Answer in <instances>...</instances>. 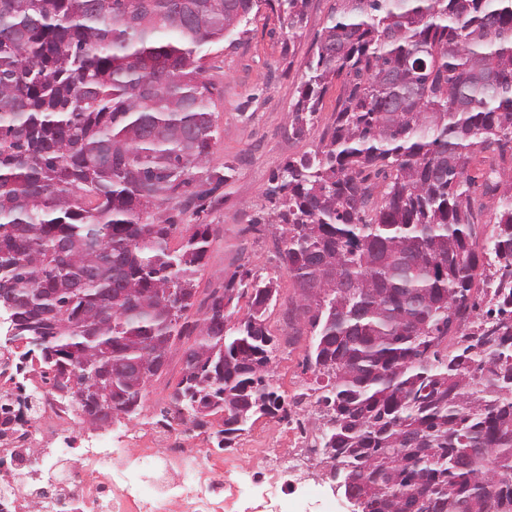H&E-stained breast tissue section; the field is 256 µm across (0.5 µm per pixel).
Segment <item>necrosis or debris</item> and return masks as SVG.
<instances>
[{"label":"necrosis or debris","instance_id":"1","mask_svg":"<svg viewBox=\"0 0 512 512\" xmlns=\"http://www.w3.org/2000/svg\"><path fill=\"white\" fill-rule=\"evenodd\" d=\"M38 376L19 377L0 355V512H28L32 502L43 512H68L77 500L90 512H222L224 472L202 471V451L188 447L176 407L155 421L156 447L87 445L79 467L45 446L82 424L79 408Z\"/></svg>","mask_w":512,"mask_h":512}]
</instances>
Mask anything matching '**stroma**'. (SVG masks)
I'll return each mask as SVG.
<instances>
[{
  "mask_svg": "<svg viewBox=\"0 0 512 512\" xmlns=\"http://www.w3.org/2000/svg\"><path fill=\"white\" fill-rule=\"evenodd\" d=\"M334 0H308L298 33L270 9L245 27L234 43L212 46L206 58L204 79L212 92L211 110L217 128L212 142L210 169L229 170V180L211 188L209 169L194 170L185 195L173 202L167 215L175 229L171 247H178L193 224L212 225L214 233L197 275L195 303L185 313L187 321L201 318L204 300L212 291L223 290L233 273L250 271L276 280L279 299L266 313V324L277 341L273 366L281 392L294 396L298 384L313 383L305 358L312 341L310 327L296 313L299 294L279 260L280 243L269 219L278 200L271 194L272 177L286 161L313 152L335 114L339 85H331L323 98L314 124L295 131L291 123L306 65L316 41L326 26ZM183 373L181 350H173L158 382L148 386L143 410L128 426L134 448L154 445L148 422L163 407ZM211 430L194 432L191 446L203 449V467L238 468L254 474L258 483L274 482L288 490L289 501L310 485L334 498L337 512H349V504L335 492L326 477V467L315 460L291 473L265 468V451L293 447L294 437L283 424L258 420L237 437L232 446L217 449L212 436L222 426L221 416H211Z\"/></svg>",
  "mask_w": 512,
  "mask_h": 512,
  "instance_id": "35a3bbf8",
  "label": "stroma"
}]
</instances>
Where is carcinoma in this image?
<instances>
[{"label":"carcinoma","mask_w":512,"mask_h":512,"mask_svg":"<svg viewBox=\"0 0 512 512\" xmlns=\"http://www.w3.org/2000/svg\"><path fill=\"white\" fill-rule=\"evenodd\" d=\"M305 0H0V253L18 335L52 385L82 386L90 424L140 413L173 347L172 393L224 432L290 417L268 367L271 278L208 298L211 225L169 239L167 205L211 161L205 48L265 6L294 30ZM341 83L312 153L273 175L279 257L313 343L320 448L361 512H512V183L478 242L469 164L512 152V0H336L293 109L300 132ZM383 176L373 202L370 174ZM497 284L481 309L478 294ZM247 296L232 320L219 304ZM485 448L480 455L467 449Z\"/></svg>","instance_id":"carcinoma-1"}]
</instances>
